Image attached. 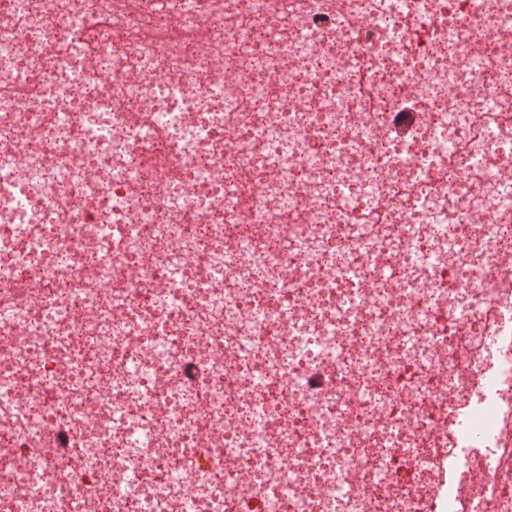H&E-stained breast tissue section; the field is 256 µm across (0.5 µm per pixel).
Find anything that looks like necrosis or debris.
<instances>
[{
    "mask_svg": "<svg viewBox=\"0 0 512 512\" xmlns=\"http://www.w3.org/2000/svg\"><path fill=\"white\" fill-rule=\"evenodd\" d=\"M460 413L512 512V0H0V512H458ZM456 440L459 439L456 437ZM456 440L449 438L446 448H438V456L433 461L434 467L439 473L441 486L444 489H448V485L456 480V471L452 465L453 448L458 447Z\"/></svg>",
    "mask_w": 512,
    "mask_h": 512,
    "instance_id": "4bbe7bcc",
    "label": "necrosis or debris"
}]
</instances>
